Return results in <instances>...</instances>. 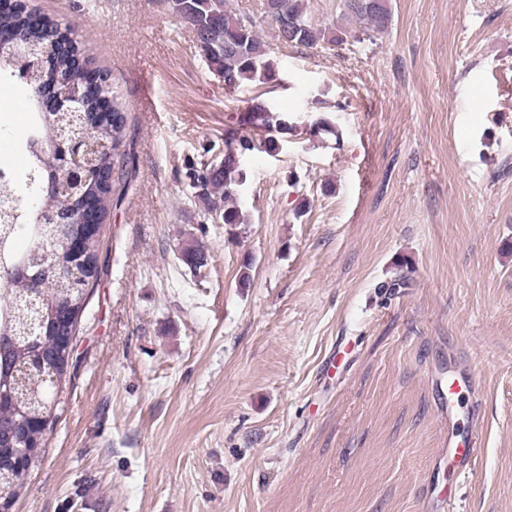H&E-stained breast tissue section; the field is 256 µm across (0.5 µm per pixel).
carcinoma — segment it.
Listing matches in <instances>:
<instances>
[{
  "mask_svg": "<svg viewBox=\"0 0 512 512\" xmlns=\"http://www.w3.org/2000/svg\"><path fill=\"white\" fill-rule=\"evenodd\" d=\"M167 5L196 34L209 71L222 79L227 91L275 77L274 64L260 36L265 23L282 44L291 47L312 48L321 42L330 47L347 38V31L334 24H313L303 0H270L274 12L264 11L259 17L237 11L229 0H167ZM344 16L357 24L363 35L383 33L392 22L387 0H345ZM59 28V21L46 16L41 35H30L20 14L0 12V79L11 80L29 93L35 116L26 141L22 178L0 174V196L16 200L15 207L0 212V443L8 444L14 433L24 429L33 435L29 466L14 476L11 499L25 490L33 468L43 457L44 442L37 433L42 423H54L62 408L71 360V352L57 345L55 325L41 321L56 306L70 307L81 315L85 306L81 278L99 275V240L93 239L79 274L70 280L59 276L62 264L68 262L60 231L73 232L75 227L55 220L72 210L87 191L99 192L101 211L113 204V193L105 181L64 193L54 191L40 198L36 206L29 202L36 188H46L60 178L50 144L70 118L67 112L38 110L37 95L58 70L70 71L74 79L81 77L67 55L56 57L46 70L37 68L41 50L57 37ZM125 120L124 103L115 85L112 120H106L95 107L84 111L86 133L112 140V152L101 151L91 161L92 168L106 177L118 164ZM293 124L290 115L263 101L230 116L224 128L223 158L203 163L191 175V196L203 203L208 215L219 211L218 219L225 225L246 223L236 202L238 188L245 181V159L254 153L279 154V136L293 130ZM23 229L32 243L20 251L15 240Z\"/></svg>",
  "mask_w": 512,
  "mask_h": 512,
  "instance_id": "carcinoma-1",
  "label": "carcinoma"
}]
</instances>
